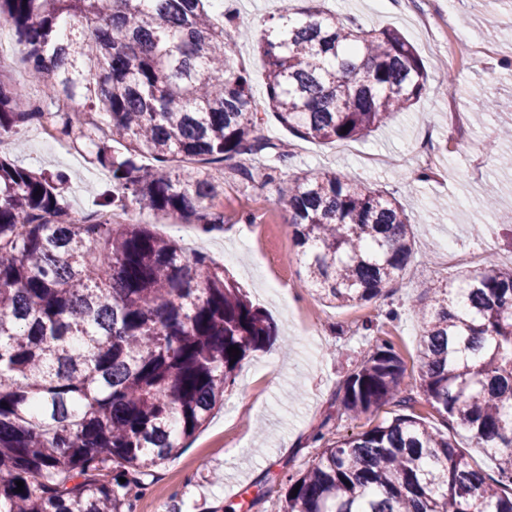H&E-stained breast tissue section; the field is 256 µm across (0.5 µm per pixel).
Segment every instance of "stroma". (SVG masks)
Wrapping results in <instances>:
<instances>
[{
	"label": "stroma",
	"instance_id": "35a3bbf8",
	"mask_svg": "<svg viewBox=\"0 0 512 512\" xmlns=\"http://www.w3.org/2000/svg\"><path fill=\"white\" fill-rule=\"evenodd\" d=\"M321 2L338 16L397 28L430 64L446 59L461 41L490 43L496 51L475 59L458 55L449 84L430 68L419 102L365 139L333 144L292 140L294 157L282 166L281 178L333 169L395 192L406 206L414 223V258L403 278L377 299L347 307L315 299L274 186L243 181L237 160L213 170L224 184V223L215 230L204 233L185 224L175 232L168 228L167 217L136 213L135 223L222 264L275 321L278 339L244 361L223 406L186 448L144 476L133 512H245L248 504L252 512H282L284 491L278 476L303 470L315 460L319 445L313 436L320 426L340 436L357 434L398 411L389 403L356 419L335 416L338 388L376 342L365 324L380 323L381 312L388 308L400 310V321L388 330L406 364L405 388L416 392L421 324L411 305L429 303L430 287L440 281L456 282L460 274L491 263L512 266V236L484 204L493 185L502 208L512 211V167L501 163L512 157V140L499 136L512 114L482 111L486 98L512 100V0H492L486 9L478 0H461L453 11L448 0ZM285 5L301 9L308 0H237L238 22L224 28L251 75L252 94L261 107L266 89L257 42L268 18ZM433 10L442 21L440 45L432 51L418 20ZM7 154L39 170L66 171L70 182L65 198L76 212L94 211L99 192L112 185L107 170L68 147L50 154L26 135L21 147H9ZM428 164L439 167L443 178L421 179ZM257 224L266 225L267 242L265 252L254 256L249 245ZM265 485L270 488L265 502L254 505Z\"/></svg>",
	"mask_w": 512,
	"mask_h": 512
}]
</instances>
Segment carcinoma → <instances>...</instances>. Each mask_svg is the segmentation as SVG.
I'll use <instances>...</instances> for the list:
<instances>
[{
	"label": "carcinoma",
	"mask_w": 512,
	"mask_h": 512,
	"mask_svg": "<svg viewBox=\"0 0 512 512\" xmlns=\"http://www.w3.org/2000/svg\"><path fill=\"white\" fill-rule=\"evenodd\" d=\"M215 2L0 0L45 95L22 109L23 87L1 69L0 138L47 113L73 148L95 147L113 187L81 221L65 173L0 157V512H132L141 476L184 448L242 362L277 339L208 256L100 222L135 205L205 231L224 223V187L171 162L263 156L271 183L291 159L288 142L259 135ZM259 49L269 109L306 141L362 139L426 91V66L398 30L317 5L283 9ZM277 194L320 300L369 302L407 271L412 224L393 193L304 171ZM432 293L416 311L420 392L496 475L410 411L404 360L379 338L344 380L338 417L390 401L403 412L350 436L318 432L314 462L282 481L284 512H512V268Z\"/></svg>",
	"instance_id": "obj_1"
}]
</instances>
